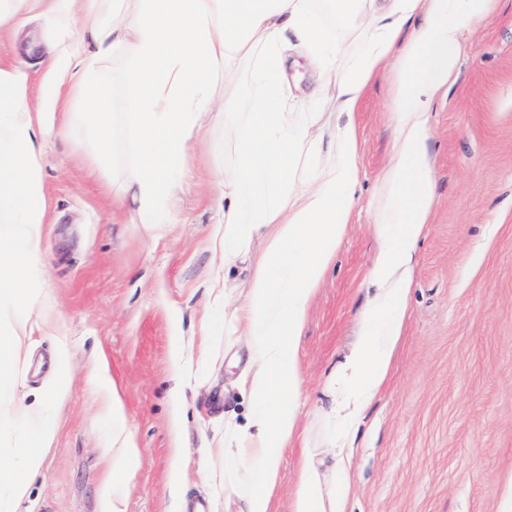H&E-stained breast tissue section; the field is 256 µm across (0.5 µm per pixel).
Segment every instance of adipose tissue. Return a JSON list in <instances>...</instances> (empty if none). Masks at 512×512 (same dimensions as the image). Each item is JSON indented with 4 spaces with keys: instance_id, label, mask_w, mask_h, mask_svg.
I'll list each match as a JSON object with an SVG mask.
<instances>
[{
    "instance_id": "1",
    "label": "adipose tissue",
    "mask_w": 512,
    "mask_h": 512,
    "mask_svg": "<svg viewBox=\"0 0 512 512\" xmlns=\"http://www.w3.org/2000/svg\"><path fill=\"white\" fill-rule=\"evenodd\" d=\"M92 47L70 49L50 64L71 95L93 98L86 124L105 133L110 122L104 66L115 49L135 62L124 123L142 157L129 166L121 198L136 204L141 223L170 224L182 190L186 159L215 111L213 85L224 84V128L233 158L224 174L220 207L224 232L212 246L225 265L256 238L268 241L267 259L247 298L230 305L218 282L208 288L224 304V329L244 337L250 353L242 376L249 410L244 423L224 426V492L241 512H278L281 456L299 437L303 411L298 342L309 305L336 255L358 206H366L379 239L366 281L373 294L361 308L355 347L328 376L327 416L336 430L329 477L303 456L287 512H346L352 487L350 434L382 391L402 334L418 246L436 203L430 115L454 86L469 38L496 0H328L321 14L311 0H136L133 13L117 0H90ZM299 50L321 80L316 98L329 109L298 112L284 89V53ZM255 61L252 75L236 61ZM390 75L392 155L369 201H362L361 136L356 120L370 85ZM0 223L20 228L9 251L0 250V314L13 313L11 337L0 340V365L19 359L32 307L14 282L39 263L40 228L47 216L38 135L47 125L34 115L24 73L0 61ZM24 160L23 174L12 166ZM112 407V436L121 466L112 489L125 490L140 450L122 402L103 371ZM11 496L27 491L41 465L31 445L14 449Z\"/></svg>"
}]
</instances>
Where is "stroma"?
<instances>
[{
	"mask_svg": "<svg viewBox=\"0 0 512 512\" xmlns=\"http://www.w3.org/2000/svg\"><path fill=\"white\" fill-rule=\"evenodd\" d=\"M9 7L19 24L0 57L17 62L30 98L43 101L48 62L80 37L84 13L65 24L44 4ZM129 69L114 52L110 166L98 168L83 135V102L71 124L42 143L49 218L42 268L27 285L53 305L55 331L33 330L20 358L0 368L26 405L0 410V467L42 421L53 437L16 512H194L200 502L205 512H239L238 501L224 498V421L247 413L240 376L248 349L220 331L202 335L200 318L213 277H226L231 302L246 298L266 246L255 243L229 269L211 249L231 143L220 121L190 152L177 221L161 236L139 224L135 206L114 210L122 170L135 160L122 126ZM389 97L388 80H375L357 117L365 198L390 157ZM430 151L437 206L415 259L392 369L355 439L350 512H512V0H500L474 33L433 114ZM376 246L370 216L357 208L299 339L305 442L282 457L281 499L293 491L302 455L332 464L325 379L357 338ZM187 341L205 358L176 422L171 391L180 368L172 352ZM103 360L142 450L117 501L111 414L90 376ZM176 466L185 477L173 488Z\"/></svg>",
	"mask_w": 512,
	"mask_h": 512,
	"instance_id": "1",
	"label": "stroma"
}]
</instances>
